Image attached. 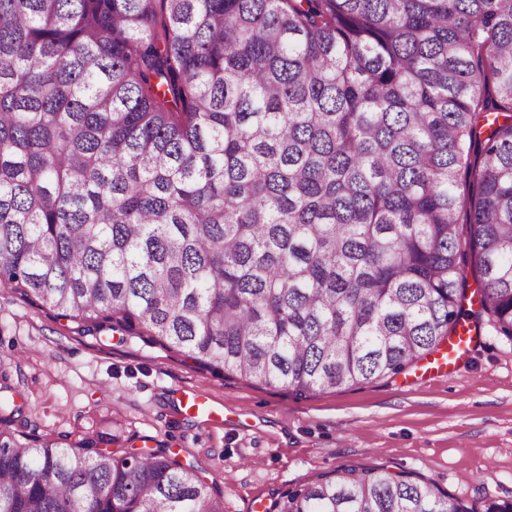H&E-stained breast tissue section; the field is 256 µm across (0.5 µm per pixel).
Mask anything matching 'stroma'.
Returning a JSON list of instances; mask_svg holds the SVG:
<instances>
[{
    "label": "stroma",
    "instance_id": "1",
    "mask_svg": "<svg viewBox=\"0 0 512 512\" xmlns=\"http://www.w3.org/2000/svg\"><path fill=\"white\" fill-rule=\"evenodd\" d=\"M475 325L453 374L428 355L388 379L298 398L197 369L135 331H83L0 286V395L25 406L15 431L176 455L224 512H276L283 494L350 465L407 473L480 508L512 500V341L487 317ZM191 394L209 412L187 410Z\"/></svg>",
    "mask_w": 512,
    "mask_h": 512
}]
</instances>
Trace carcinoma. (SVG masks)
Listing matches in <instances>:
<instances>
[{
    "instance_id": "obj_1",
    "label": "carcinoma",
    "mask_w": 512,
    "mask_h": 512,
    "mask_svg": "<svg viewBox=\"0 0 512 512\" xmlns=\"http://www.w3.org/2000/svg\"><path fill=\"white\" fill-rule=\"evenodd\" d=\"M0 284L298 396L468 317L512 340V0H0ZM3 410L0 512H224L175 456ZM278 507L477 512L354 467Z\"/></svg>"
}]
</instances>
